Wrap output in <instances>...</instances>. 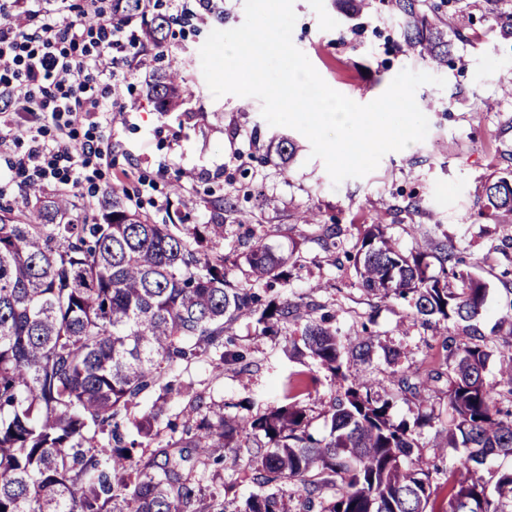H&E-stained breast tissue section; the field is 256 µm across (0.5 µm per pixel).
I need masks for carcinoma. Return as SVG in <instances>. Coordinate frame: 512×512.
Instances as JSON below:
<instances>
[{"instance_id": "carcinoma-1", "label": "carcinoma", "mask_w": 512, "mask_h": 512, "mask_svg": "<svg viewBox=\"0 0 512 512\" xmlns=\"http://www.w3.org/2000/svg\"><path fill=\"white\" fill-rule=\"evenodd\" d=\"M418 0H391L405 24L404 46L433 67L448 64V21L417 12ZM168 21L145 23L141 40L165 38ZM150 98L159 112L181 109L188 88L180 67L155 75ZM33 207L0 210V512H226L200 507L194 473L211 449L248 455V477L259 487L234 512H433L431 498L448 487V512H512V466L486 481L490 457L512 456V354L500 353L499 380L484 372L497 344L512 343V315L488 337L470 325L481 312L485 286L462 260L428 237L410 255L378 224L356 244L362 287L383 298H411L422 323H446V372L410 381L405 374L387 399L372 394L373 336L348 346L336 336L325 306L266 298L254 285L284 280L292 257L260 239L246 243L248 273L233 283L224 273V222L159 224L112 186L99 214L79 216L75 200L38 184L25 188ZM492 217H512V179L485 188ZM439 253L441 271L428 273ZM322 311L319 318L312 317ZM243 316L257 317L260 334L276 336L305 321L290 337L293 353L308 351L339 380L330 406V432H308L306 409L288 402L267 414L228 418L204 407L203 396L178 382V371L201 358L216 369L245 356L224 348V334ZM461 330L457 339L455 330ZM348 353L362 368L344 370ZM448 381L444 447L462 449L434 482L416 428L396 423L399 395L419 396ZM184 395L183 421H164L167 397ZM155 397L137 416L132 408ZM171 432L164 456L143 459L141 439ZM298 490L286 491V483Z\"/></svg>"}]
</instances>
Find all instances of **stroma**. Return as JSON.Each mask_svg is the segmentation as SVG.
I'll return each mask as SVG.
<instances>
[{
    "label": "stroma",
    "instance_id": "1",
    "mask_svg": "<svg viewBox=\"0 0 512 512\" xmlns=\"http://www.w3.org/2000/svg\"><path fill=\"white\" fill-rule=\"evenodd\" d=\"M446 8L452 15L450 53L447 66L437 71L446 85L426 84L415 94L429 121L426 138L385 154L367 176L336 185L323 160L312 157L308 139L295 129L268 125L257 98H216L206 85L199 49L212 30L243 23L244 0H214L208 11L199 0H181L176 8L170 0H148L147 15L171 18L167 38L158 46L129 48L116 67L123 95L112 115L111 152L91 163L82 183L68 192L92 211L119 181L133 205L155 220L223 222L224 269L235 283L245 279L241 254L250 238L262 237L277 254L297 256L288 282L274 283V291L325 305L344 343L369 329L372 377L382 388H389L394 373L441 367L442 327L422 324L406 300L365 292L350 255L371 224L382 225L406 253L426 236L448 241L486 287L476 327L491 334L499 318L512 314V222L480 215L485 184L512 176V95L501 87L512 80V30L500 26L486 0H448ZM294 10V45L331 88L356 103L378 98L403 69H430L421 56L402 51V23L381 0L360 10L350 0H294ZM172 61L189 95L180 111L157 112L147 92L156 72ZM283 137L297 147L287 165L274 151ZM228 198L248 215V223L223 211ZM307 210L317 213V223H301ZM335 225L340 233L331 242L327 231ZM228 337L245 361L220 372L209 360L195 362L182 371L184 384L202 392L208 405L222 406L227 416H255L282 405L283 383L290 374H302L310 380L300 397L309 431L317 438L328 435L337 385L317 360L292 356L287 335H261L252 318L236 322ZM389 348L399 350L397 362L388 361ZM446 391V382H438L428 400L400 397L390 411L393 421L409 423L434 412L418 441L442 470L457 457L440 446V431L449 420ZM196 477L204 494L225 493L240 503L256 490L228 459L198 469Z\"/></svg>",
    "mask_w": 512,
    "mask_h": 512
}]
</instances>
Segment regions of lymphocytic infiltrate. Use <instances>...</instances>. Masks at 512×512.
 <instances>
[{
  "label": "lymphocytic infiltrate",
  "instance_id": "lymphocytic-infiltrate-1",
  "mask_svg": "<svg viewBox=\"0 0 512 512\" xmlns=\"http://www.w3.org/2000/svg\"><path fill=\"white\" fill-rule=\"evenodd\" d=\"M54 0H0V113L36 112L59 131L51 141H34L9 167L12 176L35 181H79L82 170L102 151L94 139L68 133L76 122H111V87L96 88L89 74L111 73L117 54L135 45L124 21L86 0L72 17ZM96 23H88L87 15Z\"/></svg>",
  "mask_w": 512,
  "mask_h": 512
}]
</instances>
